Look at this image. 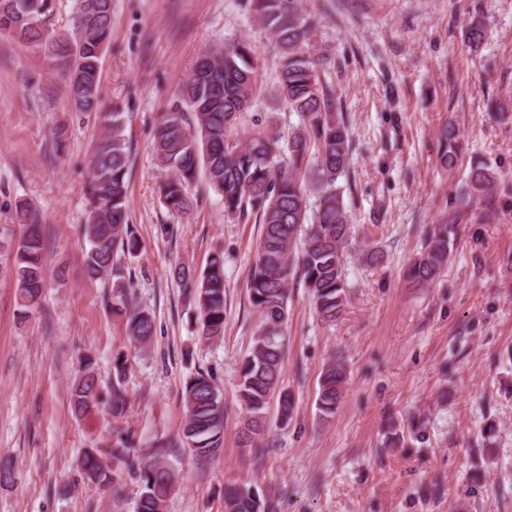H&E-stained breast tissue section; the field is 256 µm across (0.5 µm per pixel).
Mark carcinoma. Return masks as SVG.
Here are the masks:
<instances>
[{"label": "carcinoma", "mask_w": 512, "mask_h": 512, "mask_svg": "<svg viewBox=\"0 0 512 512\" xmlns=\"http://www.w3.org/2000/svg\"><path fill=\"white\" fill-rule=\"evenodd\" d=\"M52 0H0V33L21 41L43 44L55 61L66 95L77 112L100 108L101 60L112 30V0H77L71 31L57 33L43 19ZM253 12L280 49L282 63L277 99L299 118V124L280 135L258 134L245 143L229 132L260 89L250 47L226 43L198 57L180 88V101L162 115L155 134L159 163L173 176L160 187L163 205L185 213L193 207L188 188L203 176L220 196L224 213L240 221L255 218L261 224L257 256L250 269L247 291L261 323L238 371V396L248 418L242 436L255 447L267 429L265 410L280 386L283 367V326L288 321L289 284L299 281L311 295L321 321L335 323L346 305V266L351 256L352 224L337 179L348 168L351 137L343 113L337 111L334 90L325 84L318 63L304 46L313 22L301 0H251ZM460 134L453 126L442 133L441 162L452 167L460 150ZM130 150L123 135L119 109L97 144L91 161L86 194L89 205L84 236L89 249L83 259L85 275L112 280V313L126 320L129 341L142 347L155 335V318L132 305L126 276L116 265V254L133 255L139 239L129 224L128 174ZM495 177L489 169L470 170V193L491 192ZM315 203H310V198ZM26 232L13 245L16 288L20 307L36 304L46 286L44 232L34 211L22 210ZM455 226L440 224L425 238L423 247L402 270L405 282L424 288L437 281L448 267ZM173 276L188 290L197 310L201 338L224 336V258H211L197 273L177 265ZM346 382L344 366L330 361L323 368L316 406L323 417L336 413ZM186 418L181 445L199 459H214L224 445V403L215 377L199 370L184 385ZM107 404L123 412L125 394L120 388L104 394L91 364L71 392L76 414ZM112 448H88L80 467L91 481L112 484L106 458L127 459L131 442L120 431ZM142 492L135 512H164L174 487L165 455L141 464L130 462ZM266 499L250 486H229L224 492V512H269Z\"/></svg>", "instance_id": "carcinoma-1"}]
</instances>
